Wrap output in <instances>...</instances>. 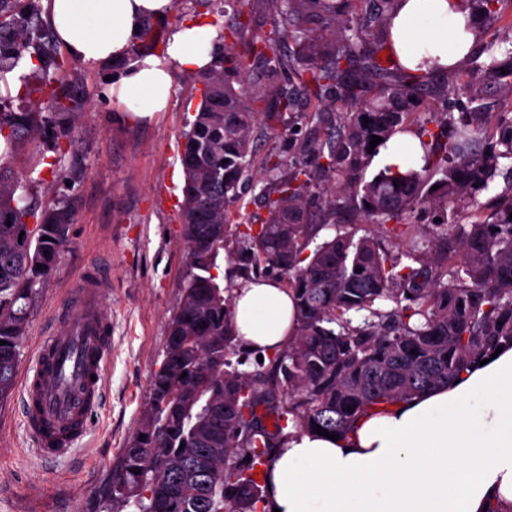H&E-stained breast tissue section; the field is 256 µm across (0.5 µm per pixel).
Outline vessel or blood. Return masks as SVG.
<instances>
[{
  "instance_id": "1",
  "label": "vessel or blood",
  "mask_w": 512,
  "mask_h": 512,
  "mask_svg": "<svg viewBox=\"0 0 512 512\" xmlns=\"http://www.w3.org/2000/svg\"><path fill=\"white\" fill-rule=\"evenodd\" d=\"M110 291L102 266H90L79 288L54 309L63 331H50L38 345L20 394L26 428L39 454L65 456L88 431L101 404L104 374L112 356V324L104 314Z\"/></svg>"
}]
</instances>
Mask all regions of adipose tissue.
<instances>
[{
	"instance_id": "ef3b65f1",
	"label": "adipose tissue",
	"mask_w": 512,
	"mask_h": 512,
	"mask_svg": "<svg viewBox=\"0 0 512 512\" xmlns=\"http://www.w3.org/2000/svg\"><path fill=\"white\" fill-rule=\"evenodd\" d=\"M174 0H49L55 34L73 57L124 62L112 85L129 119L156 120L171 104L176 72L205 71L215 32L197 19L173 31L163 55L132 56L143 23ZM467 0H400L390 26L391 60L422 74L452 68L476 47ZM238 338L263 354L295 335V302L258 279L233 291ZM267 505L279 512H485L512 507V349L458 382L373 410L348 438L292 440L268 472Z\"/></svg>"
}]
</instances>
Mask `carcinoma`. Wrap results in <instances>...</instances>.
<instances>
[{
  "instance_id": "1",
  "label": "carcinoma",
  "mask_w": 512,
  "mask_h": 512,
  "mask_svg": "<svg viewBox=\"0 0 512 512\" xmlns=\"http://www.w3.org/2000/svg\"><path fill=\"white\" fill-rule=\"evenodd\" d=\"M274 29L258 35L250 22L228 28L230 45L216 50L212 69L196 74L200 107L180 163L181 223L188 265L182 298L168 325L165 355L150 379L139 429L112 468V506L137 512H258L264 478L280 448L315 426L342 439L379 406L406 401L480 366L497 348H512V183L490 212L470 222L458 203L488 188L500 161L512 160V119L492 123L483 85L507 72L494 42L484 61L440 79L406 73L384 53L400 0H264ZM481 19L499 17L502 0H467ZM0 0V85L25 79L30 41L43 27L36 0ZM294 50L282 54L279 44ZM36 69L47 70V46L37 45ZM274 62L267 86L249 78ZM288 74V82L279 80ZM372 85L378 96L368 94ZM51 112L0 113V397L14 386L19 342L37 283L49 276L74 215L67 205L39 209L8 159L54 126L67 137L75 123L70 95L53 78ZM304 92L319 111L300 150L309 162L266 156L255 164L252 128L280 133L282 113ZM467 94L475 106L454 117L408 121L423 94ZM257 102L268 106L258 110ZM370 122H364V118ZM418 139L425 164L401 172L385 167L362 182L378 150L372 136ZM263 175L266 216L243 212L242 187ZM438 189H433V186ZM322 196V223H313L308 193ZM450 211L420 247L417 208ZM370 221L373 233L342 230L339 213ZM34 220V227L28 221ZM323 242L312 245L319 231ZM390 239L392 256L381 248ZM225 251L243 272L278 271L294 293L296 336L271 359L267 375L240 369L231 296L213 270ZM272 418V427L264 420Z\"/></svg>"
}]
</instances>
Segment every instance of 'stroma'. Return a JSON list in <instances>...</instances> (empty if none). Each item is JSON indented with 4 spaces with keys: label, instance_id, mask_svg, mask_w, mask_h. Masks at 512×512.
Returning a JSON list of instances; mask_svg holds the SVG:
<instances>
[{
    "label": "stroma",
    "instance_id": "stroma-1",
    "mask_svg": "<svg viewBox=\"0 0 512 512\" xmlns=\"http://www.w3.org/2000/svg\"><path fill=\"white\" fill-rule=\"evenodd\" d=\"M235 10L233 0H180L166 18L148 20L153 37L140 39L133 52L163 50L172 30L194 19L223 31ZM54 59L65 66L77 96L72 135L40 137L12 166L40 204H67L75 220L51 274L37 287L17 369L31 366L36 344L54 326V307L94 264L105 265L110 277L105 314L112 322V358L88 433L63 459L39 456L18 392L0 401V512H104L100 494L139 426L186 272L179 154L200 104L192 74L177 73L168 111L140 124L125 119L109 94L122 63L84 62L59 45ZM317 109L311 100L289 115L290 136L275 138L257 129L258 157L295 156L292 142L307 136V117ZM56 150L62 154L58 173L38 163Z\"/></svg>",
    "mask_w": 512,
    "mask_h": 512
}]
</instances>
